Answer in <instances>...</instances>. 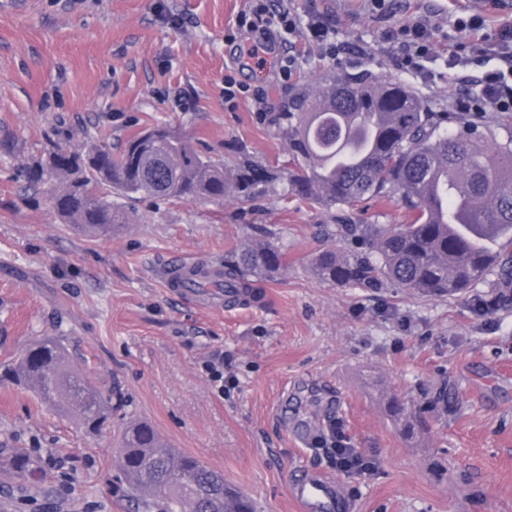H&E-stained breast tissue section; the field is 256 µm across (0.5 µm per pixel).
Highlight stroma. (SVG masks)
<instances>
[{
    "label": "stroma",
    "instance_id": "1",
    "mask_svg": "<svg viewBox=\"0 0 512 512\" xmlns=\"http://www.w3.org/2000/svg\"><path fill=\"white\" fill-rule=\"evenodd\" d=\"M251 0H0V364L31 342L60 340L75 372L118 391L132 418L170 447L224 473L259 512H299L290 480L314 467L338 477L351 512H512V307L478 310L487 284L454 297L391 286L321 282L319 252L360 251L336 223L400 224L392 201L322 212L267 185L257 200L135 204L112 233L57 217V180L38 177L49 153L103 142L119 150L143 126L162 124L202 153L233 166L237 148L282 168L288 147L258 122L255 102H224V77L267 91L266 111L323 74L368 71L400 80L436 112L458 111L453 73L422 79L396 65L383 31L410 14L385 0L372 20L366 0H295L304 17L324 13L354 45L323 58L306 31L277 35L263 58L243 61L234 41ZM441 21V45L458 44L457 18L485 34L512 29V0H418ZM301 73L283 82L287 51ZM259 239L285 251L260 305L203 306L157 274L171 261L223 265ZM224 358V377L207 367ZM447 389L441 405L435 394ZM421 408L426 427L406 440L386 404ZM124 421L86 433L26 389L0 384V512H142L114 458ZM338 427L375 469L340 474L313 452ZM29 469L17 474L14 458Z\"/></svg>",
    "mask_w": 512,
    "mask_h": 512
}]
</instances>
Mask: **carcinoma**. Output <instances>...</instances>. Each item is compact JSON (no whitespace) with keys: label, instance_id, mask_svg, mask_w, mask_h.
I'll return each instance as SVG.
<instances>
[{"label":"carcinoma","instance_id":"cac0c4a2","mask_svg":"<svg viewBox=\"0 0 512 512\" xmlns=\"http://www.w3.org/2000/svg\"><path fill=\"white\" fill-rule=\"evenodd\" d=\"M288 146L286 176L291 195L329 212L346 213L361 203L394 201L402 224H342L340 231L368 241L369 252L328 250L312 259V272L329 284L381 288L386 284L425 297H456L479 282L512 300V137L497 142L464 124L448 130V113L431 112L405 83L344 74L302 88L285 111L259 112ZM41 173L61 187L54 209L69 224L116 231L132 212L122 199L252 201L280 173L247 155L231 173L166 127L132 135L114 152L104 144L58 151L39 162ZM284 266V252L260 241L224 264V291L239 302L263 296ZM0 377L32 390L46 406L75 416L95 431L126 401L106 394L70 370L54 337L28 345ZM391 416L415 434L420 415L394 400ZM115 463L132 494L149 512H257L224 473L193 455L168 448L147 421L124 428Z\"/></svg>","mask_w":512,"mask_h":512}]
</instances>
